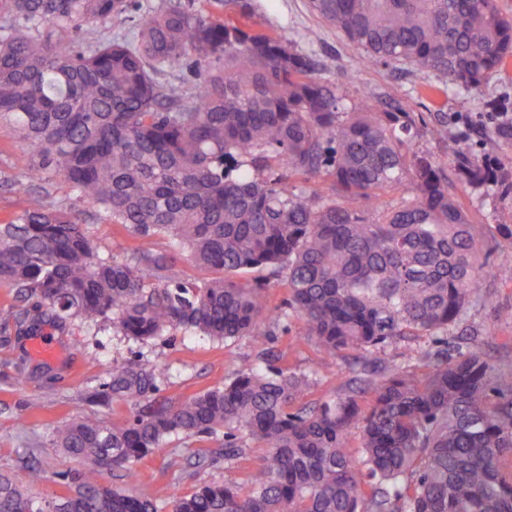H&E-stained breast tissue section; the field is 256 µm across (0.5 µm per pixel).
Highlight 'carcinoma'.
Instances as JSON below:
<instances>
[{
  "mask_svg": "<svg viewBox=\"0 0 512 512\" xmlns=\"http://www.w3.org/2000/svg\"><path fill=\"white\" fill-rule=\"evenodd\" d=\"M224 11L160 0H0V125L29 158L28 181L60 179L138 239L129 259L97 255L71 213L24 208L0 224V282L33 301L22 335L74 320L144 341L170 330L249 336L261 349L291 316L320 352H354L350 393L303 401V377L251 364L177 403L156 401L164 366L114 362L107 394L138 408L123 423L50 427L79 462L73 494L43 500L59 477L0 476V512H512V368L477 353L424 354L423 372L380 366L401 336L455 324L479 282L495 276L496 235L471 220L441 162L412 144L402 107L346 103L293 39L267 29L250 0ZM362 65L402 64L478 91L512 59V18L499 0H308ZM113 23L132 31L81 48L73 34ZM189 70L184 90L166 76ZM455 164L463 188H492L512 209V164L490 166L468 137ZM330 192L309 189L313 177ZM395 195L393 204L382 198ZM169 236L214 277L162 282L153 241ZM283 274L288 297L267 308L242 274ZM371 395L368 402L361 397ZM361 426L360 450L349 432ZM230 465L262 454L242 479L155 498L105 485L173 436L216 437Z\"/></svg>",
  "mask_w": 512,
  "mask_h": 512,
  "instance_id": "carcinoma-1",
  "label": "carcinoma"
}]
</instances>
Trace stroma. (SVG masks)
<instances>
[{"mask_svg":"<svg viewBox=\"0 0 512 512\" xmlns=\"http://www.w3.org/2000/svg\"><path fill=\"white\" fill-rule=\"evenodd\" d=\"M261 18L275 31L296 40L299 49L316 64V74L324 80L344 84L349 101L363 95L377 98L379 109L402 103L416 123L415 149L452 160L456 141L469 136L482 158L501 162L512 158V145L500 143L484 118L490 104L512 113V62L504 73L493 78L481 91L451 89L431 97L425 91L426 77L395 67H365L347 47L335 29L311 13L307 0H251ZM318 31L316 40H307L308 31ZM444 120L448 140L438 144L425 134L426 125ZM28 157L7 131L0 129V223L16 213L10 182L25 181ZM33 208L56 205L71 211L84 225L100 256L129 257L136 238L129 228L112 223L105 213L79 200L60 181L48 187L34 185ZM496 281L493 287L478 289L462 319L448 329L449 354L480 353L500 368L512 367V320L499 319L498 312L512 309V241L499 239L493 254ZM13 288L0 283V474L19 477L30 464L59 472L60 477L40 487L39 493L60 498L71 493L77 463L57 457L51 446L49 428L64 419L90 417L106 421L130 419L133 408L102 396L113 361L135 360L143 364H165L168 371L158 382V399L176 402L231 379L236 369L251 364L258 350L249 337L214 341L181 331L138 342L118 328L106 331L80 320L66 332L44 328L43 334L57 348L53 358H42L31 349L32 339L15 333L14 316L23 309ZM276 356L275 366L306 373L305 399L321 403L348 392L360 368L352 352L324 357L316 344L303 334L300 322L291 320L276 328L269 345ZM207 438H171L137 463L136 478L124 479L119 471L107 475V482L136 495H146L164 484L180 492L191 491L201 482L242 477L243 468L230 470L217 464L203 468L194 462L215 449ZM180 455L189 466L180 478L162 474L171 455Z\"/></svg>","mask_w":512,"mask_h":512,"instance_id":"35a3bbf8","label":"stroma"}]
</instances>
